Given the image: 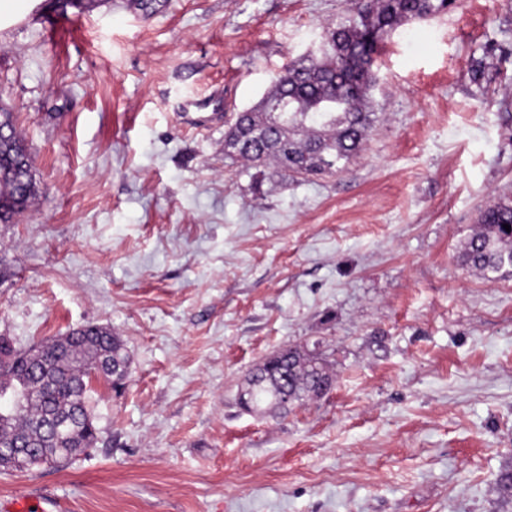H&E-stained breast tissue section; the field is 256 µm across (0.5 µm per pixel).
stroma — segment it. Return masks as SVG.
Segmentation results:
<instances>
[{
  "instance_id": "obj_1",
  "label": "stroma",
  "mask_w": 512,
  "mask_h": 512,
  "mask_svg": "<svg viewBox=\"0 0 512 512\" xmlns=\"http://www.w3.org/2000/svg\"><path fill=\"white\" fill-rule=\"evenodd\" d=\"M147 2L37 0L0 28L35 181L0 224V336L101 325L132 359L91 391L90 454L0 470V512H512V274L460 259L512 196V0L397 27L362 152L309 177L228 155L221 111L255 107L352 0ZM288 347L331 390L247 411L250 372Z\"/></svg>"
}]
</instances>
